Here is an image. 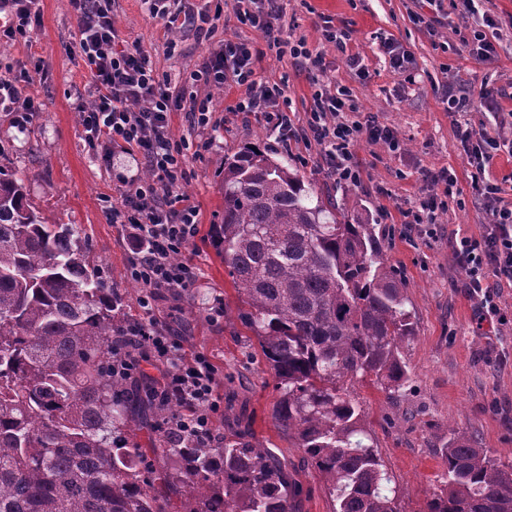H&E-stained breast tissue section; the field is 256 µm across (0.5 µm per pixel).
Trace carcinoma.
<instances>
[{"mask_svg": "<svg viewBox=\"0 0 512 512\" xmlns=\"http://www.w3.org/2000/svg\"><path fill=\"white\" fill-rule=\"evenodd\" d=\"M0 166V512H294L300 488L245 431L224 447L138 431L145 404L109 366L127 319L73 224ZM295 170L250 146L224 157L213 242L242 297L237 318L276 380L273 411L323 477L334 512H397L396 488L349 387L398 390L416 336L404 287L371 224H353ZM446 481L423 512H512V465L448 433Z\"/></svg>", "mask_w": 512, "mask_h": 512, "instance_id": "carcinoma-1", "label": "carcinoma"}]
</instances>
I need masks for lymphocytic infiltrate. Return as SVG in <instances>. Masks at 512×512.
I'll use <instances>...</instances> for the list:
<instances>
[{"instance_id": "f902f5d3", "label": "lymphocytic infiltrate", "mask_w": 512, "mask_h": 512, "mask_svg": "<svg viewBox=\"0 0 512 512\" xmlns=\"http://www.w3.org/2000/svg\"><path fill=\"white\" fill-rule=\"evenodd\" d=\"M150 16L161 22L170 35L168 51H175L176 34L189 31L198 40L209 39L214 31L209 9L187 10L183 0H144ZM281 0H232L231 11L237 22L260 33L268 50L290 55L316 70H324L322 54L312 52L305 40L291 39ZM77 20L76 50L85 65L88 80L76 110L83 139L93 157L110 163L118 153L131 155L139 174L117 179L116 196L107 197L113 223L128 231L135 243L127 276L138 283L143 294L140 305L145 317L127 323L121 347L112 361V373L124 380L143 383L146 396L155 404L175 406L176 415L165 421V431L184 439L213 444V418L221 411L215 392L217 370L203 353L185 356L180 343L166 326L152 317L154 302L163 294H180L197 287L200 276L186 251L199 233L198 206L181 190L186 179L187 138H175L171 115L185 112L191 132L200 136L198 150L211 147L204 133L218 119L209 99L199 98L200 86L238 89L232 109L259 115L270 134L284 144L304 140L320 146L327 174L338 183H359L363 171L352 148L360 138L381 141L392 150L401 142L389 127L372 120L345 118L348 90L331 92L316 84L313 105L305 126H295L290 114L286 84L265 85L255 77L257 51L251 42L225 40L198 69L191 72L189 84L172 91L167 75L154 69L139 46L119 40L112 22L113 0H69ZM42 21L40 0H0V43L30 42ZM33 73L0 77V111L13 115L16 126H26L39 110L26 89ZM457 137L474 167L473 189L489 206L493 222L481 238L456 239L453 255L464 271L465 286L471 298L486 314L499 315L495 301L497 288L512 287V206L501 203V187L484 176L485 164L498 152L500 140L461 125ZM440 185L438 193L422 199L405 214L407 225L419 229L434 226L440 213L453 199L457 180L448 169L426 175Z\"/></svg>"}]
</instances>
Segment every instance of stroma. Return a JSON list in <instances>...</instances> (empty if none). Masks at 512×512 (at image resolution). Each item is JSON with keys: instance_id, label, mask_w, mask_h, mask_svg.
<instances>
[{"instance_id": "stroma-1", "label": "stroma", "mask_w": 512, "mask_h": 512, "mask_svg": "<svg viewBox=\"0 0 512 512\" xmlns=\"http://www.w3.org/2000/svg\"><path fill=\"white\" fill-rule=\"evenodd\" d=\"M458 0H283L285 21L295 39L322 53L326 70L314 74L290 56L268 50L262 36L238 26L231 12L215 20L207 41L181 36V50L168 55L161 23L147 13L142 0H115V28L120 39L138 41L157 70L169 74L179 90L190 73L224 39L249 40L259 52L256 78L263 83L288 82V98L297 119L310 109L312 85L345 87L359 119L372 118L394 130L400 150L360 139L353 147L364 169L357 184H339L327 176L320 147L294 141L276 144L254 115L232 111L233 89H208L211 107L222 124L209 131L212 146L188 161L183 190L200 209V232L187 254L200 270L201 286L185 293L176 310L159 302L155 315L170 326L185 353L204 352L219 370V392L229 415H216L214 427L239 426L270 448L302 488L298 512H333L320 474L291 446L273 419L278 399L275 378L255 336L237 318L239 295L211 242L212 225L224 218V156L246 145L260 144L287 161L314 184L322 200L342 209L350 221L374 224L383 257L400 274L416 336L404 348L411 380L404 388L384 391L370 382L355 383L352 396L393 486L399 491L398 512H423L442 487L444 467L438 450L449 431L478 440L490 455L512 464V288L500 291L507 324L483 318L465 288V274L453 258L455 234L480 236L492 215L472 188L473 169L457 138V124H468L494 138L512 140V100L489 108L485 88L512 87V0H491L495 29L486 31L496 53L473 56L464 35L483 27L480 15L463 13ZM42 23L31 45L0 46V72L18 67L29 55L40 57L46 78L34 79L28 92L41 105L27 127H16L0 112V139L6 142V164L28 177L32 202L45 216L77 225L92 257L100 261L110 285L125 302L127 318L141 316L142 288L126 276L132 256L125 231L113 224L102 197L111 193L116 174L134 169L128 156L103 166L89 153L75 93L83 89L86 71L72 51L76 20L68 0H41ZM350 32L346 51L321 37L324 21ZM393 40L410 58L405 72L393 71L384 54ZM466 98L458 116L443 102L446 87ZM448 169L461 190L447 212L438 215L435 239L408 233L404 211L435 193L426 181L430 171ZM223 305L212 320L210 309Z\"/></svg>"}]
</instances>
